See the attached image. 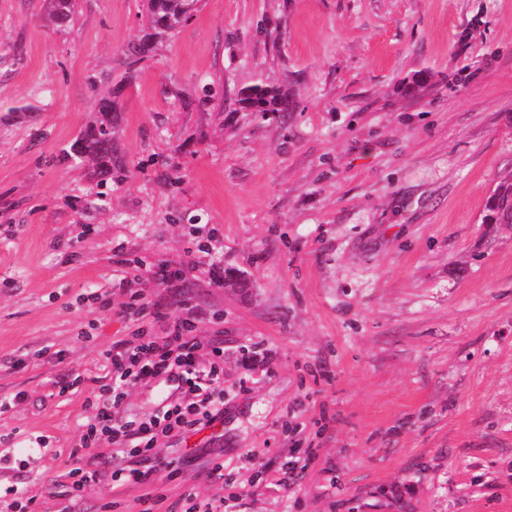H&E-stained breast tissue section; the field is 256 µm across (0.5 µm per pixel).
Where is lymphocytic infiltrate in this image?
<instances>
[{
  "instance_id": "lymphocytic-infiltrate-1",
  "label": "lymphocytic infiltrate",
  "mask_w": 512,
  "mask_h": 512,
  "mask_svg": "<svg viewBox=\"0 0 512 512\" xmlns=\"http://www.w3.org/2000/svg\"><path fill=\"white\" fill-rule=\"evenodd\" d=\"M182 277V270L162 265L128 290L122 309L136 315L143 325L101 353L111 381L101 386L96 399L87 402L95 414L80 438L85 454L69 471L72 495L96 481L104 468L110 469L112 481L119 484H155L159 473L176 471L174 460L160 452L162 439L174 432L197 434L223 418V337L199 341L194 334L198 322L194 307L183 301L178 313L169 315L162 301L152 296L160 286L179 293ZM148 321L162 323V331H147L144 324ZM151 381L167 384L168 391L154 412L136 418L125 405L129 390ZM104 444L111 449L106 458L95 453ZM125 458L139 459V467H122Z\"/></svg>"
}]
</instances>
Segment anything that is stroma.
Masks as SVG:
<instances>
[{
  "label": "stroma",
  "instance_id": "obj_1",
  "mask_svg": "<svg viewBox=\"0 0 512 512\" xmlns=\"http://www.w3.org/2000/svg\"><path fill=\"white\" fill-rule=\"evenodd\" d=\"M146 32L135 0L64 26L0 0V512H139L145 485L66 493L133 258L183 270L224 339V419L163 445L193 456L166 505L512 512V227L482 221L512 174V0H199L123 82ZM257 83L290 111H243ZM102 97L109 174L69 153Z\"/></svg>",
  "mask_w": 512,
  "mask_h": 512
}]
</instances>
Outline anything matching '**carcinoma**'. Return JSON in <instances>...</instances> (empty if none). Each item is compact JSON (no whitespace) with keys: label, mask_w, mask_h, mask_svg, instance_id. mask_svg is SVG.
<instances>
[{"label":"carcinoma","mask_w":512,"mask_h":512,"mask_svg":"<svg viewBox=\"0 0 512 512\" xmlns=\"http://www.w3.org/2000/svg\"><path fill=\"white\" fill-rule=\"evenodd\" d=\"M49 22L55 25L69 23L77 8V0H45ZM145 10L148 38L127 47L126 75L129 81L135 77L136 66L152 51L153 42L171 35L188 22L198 0H142ZM240 102L248 112L265 116L274 112L288 111V101L273 88L256 84L241 91ZM97 119L73 144L72 150L80 158L98 170L112 171L114 152L112 147V112L110 98H101L96 106ZM485 224H512V176L502 179L490 192L486 202Z\"/></svg>","instance_id":"obj_1"}]
</instances>
